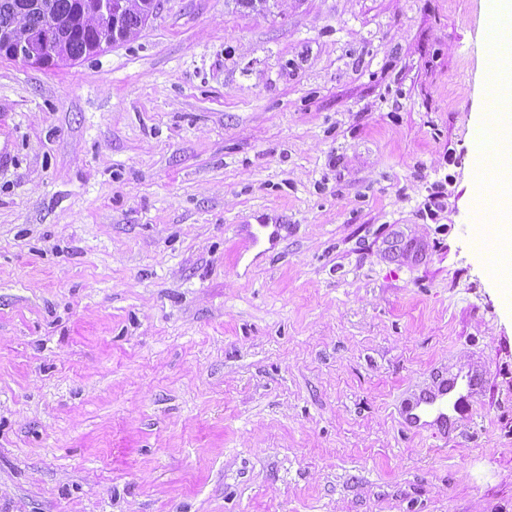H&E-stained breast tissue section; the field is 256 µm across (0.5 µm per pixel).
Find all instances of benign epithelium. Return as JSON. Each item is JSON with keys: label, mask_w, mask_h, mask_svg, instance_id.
<instances>
[{"label": "benign epithelium", "mask_w": 512, "mask_h": 512, "mask_svg": "<svg viewBox=\"0 0 512 512\" xmlns=\"http://www.w3.org/2000/svg\"><path fill=\"white\" fill-rule=\"evenodd\" d=\"M127 8V0H83V14L95 17V28L105 31L95 42L94 50L103 51L123 38L119 21ZM66 26L68 23L47 11L42 30L22 36L6 33L0 40L11 45L7 52L9 58L32 68L44 69L63 61L59 31Z\"/></svg>", "instance_id": "benign-epithelium-1"}]
</instances>
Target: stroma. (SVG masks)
Instances as JSON below:
<instances>
[{"instance_id":"35a3bbf8","label":"stroma","mask_w":512,"mask_h":512,"mask_svg":"<svg viewBox=\"0 0 512 512\" xmlns=\"http://www.w3.org/2000/svg\"><path fill=\"white\" fill-rule=\"evenodd\" d=\"M490 19L163 0L105 53L0 57V512H512ZM471 365L472 426H402ZM486 120L479 126L480 137L476 141L478 165L475 182L478 189L477 205L490 224H510L512 220L510 198L512 191V109L488 112ZM493 134L495 147L490 150L484 134ZM493 156L491 176H483L486 157ZM491 187L493 193L488 194Z\"/></svg>"}]
</instances>
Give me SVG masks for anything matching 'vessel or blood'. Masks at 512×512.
<instances>
[{"instance_id":"obj_1","label":"vessel or blood","mask_w":512,"mask_h":512,"mask_svg":"<svg viewBox=\"0 0 512 512\" xmlns=\"http://www.w3.org/2000/svg\"><path fill=\"white\" fill-rule=\"evenodd\" d=\"M477 378L457 376L439 382L432 390L420 393L412 401L401 404L399 415L406 427L426 429V416H433L435 424L447 425L450 415H458L461 422L471 423L473 404L479 390Z\"/></svg>"}]
</instances>
